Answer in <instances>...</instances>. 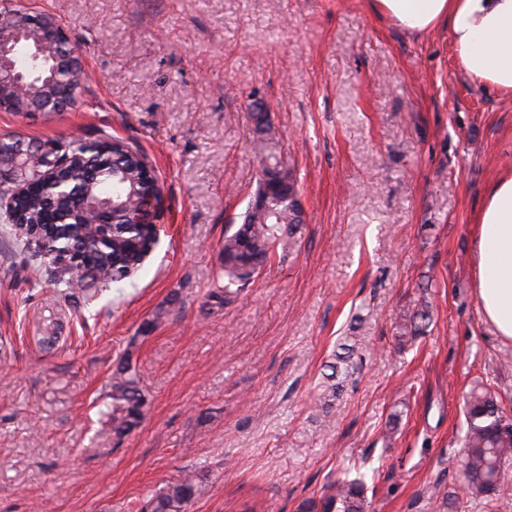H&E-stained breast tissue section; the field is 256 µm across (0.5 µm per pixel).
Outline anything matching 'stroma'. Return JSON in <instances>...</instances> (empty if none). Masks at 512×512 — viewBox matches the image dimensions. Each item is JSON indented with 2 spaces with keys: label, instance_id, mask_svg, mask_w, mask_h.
<instances>
[{
  "label": "stroma",
  "instance_id": "obj_1",
  "mask_svg": "<svg viewBox=\"0 0 512 512\" xmlns=\"http://www.w3.org/2000/svg\"><path fill=\"white\" fill-rule=\"evenodd\" d=\"M25 2L66 31L85 81L53 119L0 112V136L119 137L162 203L143 267L78 306L50 351L25 310L54 286L0 220V512H139L186 470L182 512H302L356 469L370 512H512V485L488 503L459 479L464 395L489 388L512 416V341L484 320L472 266L485 193L512 170V95L461 71L447 26L412 36L366 0ZM256 112L303 226L211 308L256 186ZM424 307V335H402L400 312ZM157 314L134 353L150 410L118 440L99 414L114 359Z\"/></svg>",
  "mask_w": 512,
  "mask_h": 512
}]
</instances>
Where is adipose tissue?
I'll use <instances>...</instances> for the list:
<instances>
[{
  "label": "adipose tissue",
  "mask_w": 512,
  "mask_h": 512,
  "mask_svg": "<svg viewBox=\"0 0 512 512\" xmlns=\"http://www.w3.org/2000/svg\"><path fill=\"white\" fill-rule=\"evenodd\" d=\"M371 11L408 33L447 24L469 79L512 93V0H370ZM474 288L484 317L512 340V171L490 185L480 209L473 255Z\"/></svg>",
  "instance_id": "obj_1"
}]
</instances>
